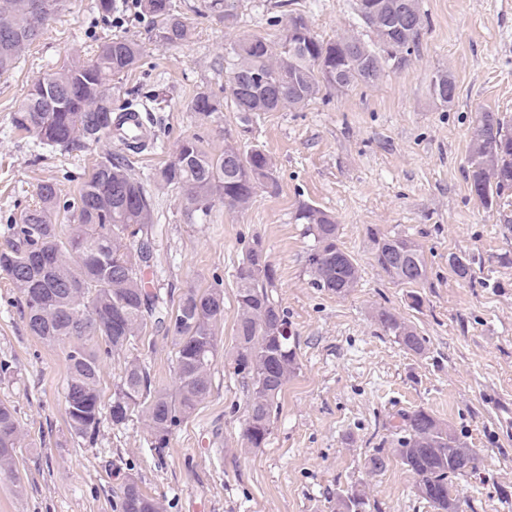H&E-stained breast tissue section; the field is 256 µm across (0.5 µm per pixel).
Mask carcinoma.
Segmentation results:
<instances>
[{
	"label": "carcinoma",
	"instance_id": "cac0c4a2",
	"mask_svg": "<svg viewBox=\"0 0 512 512\" xmlns=\"http://www.w3.org/2000/svg\"><path fill=\"white\" fill-rule=\"evenodd\" d=\"M0 0V75L40 35L62 0ZM204 13L237 21L240 0H203ZM413 7L415 26L403 20ZM160 40L185 42L189 28L171 0H139ZM357 17L375 41L354 44V35L333 41L319 39L300 16L290 17L276 43L242 38L231 47L232 72L238 89L226 95L249 128L265 112L303 109L324 89L370 85L387 70L398 69L419 48L427 25L419 0H359ZM140 47L128 37L102 43L93 58L75 57L39 79L18 109L14 124L40 143L68 151L87 143L114 138L120 132L112 108V77L131 70ZM450 75L437 74L431 83L435 99L449 105L455 88ZM221 100L201 93L191 109L208 119L221 111ZM471 137L468 180L485 206L512 196V120L481 112ZM275 164L258 145L228 144L220 154L206 152L196 136L180 141L173 159L153 174V182L181 192L191 211L202 215L216 203L233 212L251 206L258 189L275 188ZM39 203L8 225L6 247L0 249V272L20 295L30 333L49 344L68 347L67 423L75 438L92 443L103 421L126 425L139 414L156 448L167 447L174 429L191 417L210 392V368L219 343L217 327L224 320V294L217 288L189 287L171 313L147 276L157 265L149 241L153 224L151 196L134 179L123 157H107L87 173L77 197L60 200L54 184L39 187ZM64 209L74 217L68 234H61L55 215ZM296 220L306 225L314 244L306 265L313 287L349 293L361 278L354 259L338 244L335 220L320 208L304 204ZM374 261L393 282L416 288L427 279L421 247L406 236L372 234ZM450 264L462 280L472 278L475 259L453 255ZM237 323L231 354L233 373L247 391L242 429L246 448H263L272 434L275 401L298 369L288 317L274 300L277 271L262 242L254 240L235 271ZM377 320L386 335L405 352L422 355L426 338L400 315L382 309ZM161 325L175 346L177 382L171 389L151 388L146 366L125 360L123 375L105 403L100 388L101 355L120 354ZM394 452L416 477V492L433 512H460L461 500L453 478L477 469L478 454L423 408L401 416ZM22 434L17 419L0 405V472L16 471ZM338 512H366L365 491L350 488L337 497ZM116 512H163L162 503L126 479L115 502Z\"/></svg>",
	"mask_w": 512,
	"mask_h": 512
}]
</instances>
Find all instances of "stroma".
Returning <instances> with one entry per match:
<instances>
[{
	"mask_svg": "<svg viewBox=\"0 0 512 512\" xmlns=\"http://www.w3.org/2000/svg\"><path fill=\"white\" fill-rule=\"evenodd\" d=\"M191 29L163 44L148 19L124 24L101 17L96 0H64L44 34L0 75V247L5 226L37 202L41 183L75 198L84 174L107 154L126 155L154 208L160 262L150 287L176 310L190 286L224 294V321L211 365V389L195 413L156 449L140 419L103 423L94 443L71 435L65 412V345L32 336L19 294L0 273V403L15 408L26 441L18 479L0 475V512H115L125 476L158 498L164 512H336V496L364 488L371 512H433L416 494L414 475L393 456L394 427L418 407L448 424L479 453L477 470L456 480L464 512H512V203L485 207L467 184L476 113L512 119V0H421L429 17L419 51L376 83L324 93L300 111L267 112L243 133L233 106L202 120L190 104L200 93L223 95L235 41H277L270 16L302 17L322 40L356 27V0H241L234 27L198 15L200 0H173ZM122 35L141 47L136 67L112 79V102L155 96L153 132L160 148L126 153L118 141L61 152L15 127L32 85L74 55ZM440 72L456 84L452 105L433 98ZM199 136L210 153L249 142L276 165V191L258 190L241 213L215 204L190 213L181 193L152 175L182 138ZM304 204L332 215L338 244L361 269L356 288L336 296L312 288L310 240L295 219ZM420 244L428 278L419 308L409 287L376 267L372 231ZM261 240L278 273L274 299L288 315L298 370L277 401L272 434L245 448L246 392L229 364L237 319L235 269ZM474 256V278L459 279L450 254ZM385 308L428 341L406 353L375 319ZM152 385L175 383V348L164 330L148 329L134 349ZM383 452L386 466L371 470Z\"/></svg>",
	"mask_w": 512,
	"mask_h": 512,
	"instance_id": "stroma-1",
	"label": "stroma"
}]
</instances>
